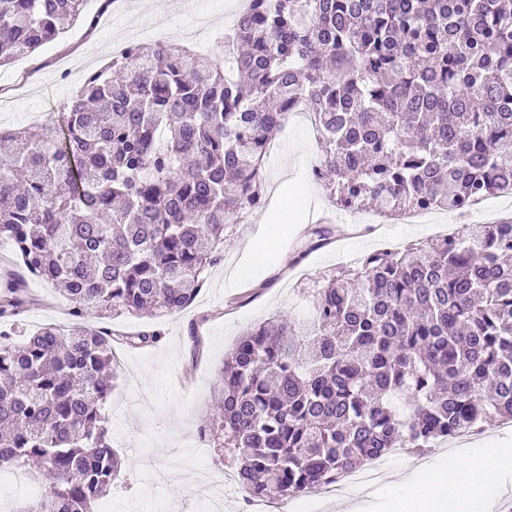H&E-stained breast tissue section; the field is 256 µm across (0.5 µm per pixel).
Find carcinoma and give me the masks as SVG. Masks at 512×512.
<instances>
[{
  "label": "carcinoma",
  "instance_id": "cac0c4a2",
  "mask_svg": "<svg viewBox=\"0 0 512 512\" xmlns=\"http://www.w3.org/2000/svg\"><path fill=\"white\" fill-rule=\"evenodd\" d=\"M87 0H0V67L54 40ZM225 52L129 46L58 119L0 130V240L23 273L0 319L59 287L73 323L0 331V470L53 475L18 512H96L118 480L104 406L107 326L173 314L262 198L269 147L302 97L336 207L462 212L512 194V0H248ZM203 431L252 499L298 497L393 448L512 419V223L360 256L302 323L243 333Z\"/></svg>",
  "mask_w": 512,
  "mask_h": 512
}]
</instances>
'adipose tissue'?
I'll return each instance as SVG.
<instances>
[{
	"label": "adipose tissue",
	"mask_w": 512,
	"mask_h": 512,
	"mask_svg": "<svg viewBox=\"0 0 512 512\" xmlns=\"http://www.w3.org/2000/svg\"><path fill=\"white\" fill-rule=\"evenodd\" d=\"M512 471V453L482 448L449 458L445 467L423 481L395 484L406 512H492V490L500 476Z\"/></svg>",
	"instance_id": "obj_1"
}]
</instances>
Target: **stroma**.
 I'll return each mask as SVG.
<instances>
[{
    "label": "stroma",
    "instance_id": "1",
    "mask_svg": "<svg viewBox=\"0 0 512 512\" xmlns=\"http://www.w3.org/2000/svg\"><path fill=\"white\" fill-rule=\"evenodd\" d=\"M241 0H113L100 10L89 0L88 14L70 23L55 41L0 68V129L32 126V113L54 112L80 84L79 69L88 62L103 65L123 43L151 45L165 40L183 44L186 29L205 20L202 47L214 50ZM98 14L97 28L88 17ZM265 167L266 205L224 234V261L210 269L195 306L165 316L123 314L112 319V331L132 334L160 330L149 347L125 348L122 368L106 405L110 437L122 461V479L103 499L102 512H199L192 495L196 483L217 480L224 467L222 451L209 448L205 465H197L193 440L213 412L216 380L224 355L255 323L273 316L302 318L312 312L311 295L329 275L351 269L365 253L392 242L431 238L434 229L457 232L466 218L437 212L429 224H385L367 235L343 238L313 250L299 251L307 240L313 213L359 223V215L336 208L326 187L311 175L322 148L306 126L287 123ZM294 204L290 223L274 240L267 230L280 223V205ZM265 241L266 266L248 276L240 271L251 247ZM37 302L20 316L28 330L44 324L69 325L68 305L51 284L32 280ZM464 444L442 442L422 452L392 458L377 483L319 501L317 512L367 502L371 512H402L390 476L400 472L418 479L449 457L467 452Z\"/></svg>",
    "mask_w": 512,
    "mask_h": 512
}]
</instances>
